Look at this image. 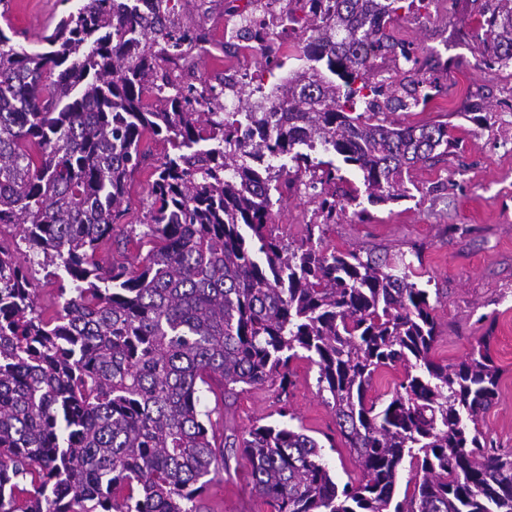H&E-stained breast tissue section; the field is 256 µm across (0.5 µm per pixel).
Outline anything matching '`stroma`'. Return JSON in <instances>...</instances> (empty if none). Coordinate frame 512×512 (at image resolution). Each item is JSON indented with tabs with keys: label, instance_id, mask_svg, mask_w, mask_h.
Here are the masks:
<instances>
[{
	"label": "stroma",
	"instance_id": "stroma-1",
	"mask_svg": "<svg viewBox=\"0 0 512 512\" xmlns=\"http://www.w3.org/2000/svg\"><path fill=\"white\" fill-rule=\"evenodd\" d=\"M13 24H26L15 41L34 46L65 11L61 0H9ZM476 0H431L426 14H405L391 32L411 44L432 68L438 91L422 112H398L401 124L449 121L458 127V148L435 166L410 173V196L369 206L368 218L346 212L329 225L325 249L376 248L392 254L419 251L421 271L439 294L435 314L439 338L433 356L453 364L485 330H492V354L501 370L495 404L483 415L482 431L499 448L512 451V68L478 69L481 44L458 19L474 14ZM247 0H179L175 18L208 31L204 54L193 70H175L176 79L195 85L219 84L224 73L250 65L246 50L226 52L225 28L234 26ZM168 150L148 138L141 144L140 168L129 180L124 225L139 224L147 206L149 181ZM315 204L302 192L285 191L273 230L284 242L298 241ZM294 384L287 394L259 386L227 395L222 388L204 393L203 409L224 411V426L243 434L251 425L281 422L282 412L297 416L308 435L335 447L323 450L337 482L356 480L359 470L343 443L337 442L336 418L317 393V369L295 362ZM203 512H270L253 489L251 466L241 449L231 451L226 467L203 497Z\"/></svg>",
	"mask_w": 512,
	"mask_h": 512
}]
</instances>
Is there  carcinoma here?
I'll list each match as a JSON object with an SVG mask.
<instances>
[{
    "instance_id": "carcinoma-1",
    "label": "carcinoma",
    "mask_w": 512,
    "mask_h": 512,
    "mask_svg": "<svg viewBox=\"0 0 512 512\" xmlns=\"http://www.w3.org/2000/svg\"><path fill=\"white\" fill-rule=\"evenodd\" d=\"M140 0H80L40 47L0 18V512H201L226 448L251 464L271 512H512V452L478 428L497 396L493 327L456 363L434 360L439 335L414 261L322 248L324 226L360 205L332 153L362 175L367 201L408 197L405 176L459 144L448 122L403 125L427 106L428 63L393 38L400 11L426 0H287L303 11L288 72L268 96L288 117L234 89L233 109L200 103L172 80L207 41L199 27ZM482 65L512 66V0H483L460 20ZM275 33L254 67L273 73ZM393 57L384 73L376 60ZM149 132L170 144L155 168L138 243L103 257L124 231L129 175ZM290 157L294 176L261 165ZM308 177L322 220L296 244L273 235L283 185ZM54 267L62 309L48 315L32 264ZM318 367L317 386L361 477L342 485L323 445L289 421L220 442L223 414L201 387L270 385L285 394L291 363ZM400 368L390 400L368 397L379 369ZM409 462L413 489L397 496Z\"/></svg>"
}]
</instances>
